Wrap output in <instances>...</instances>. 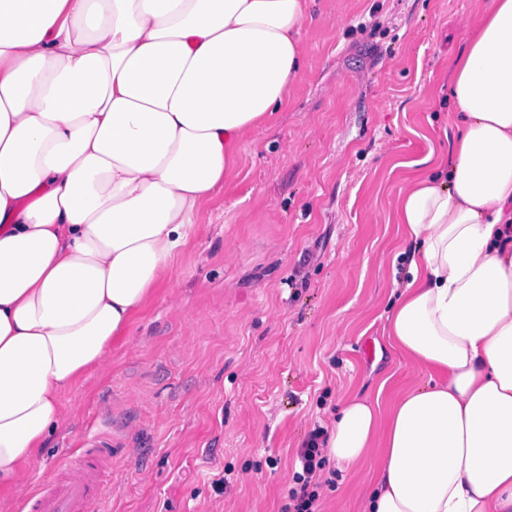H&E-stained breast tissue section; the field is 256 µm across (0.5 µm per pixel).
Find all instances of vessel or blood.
<instances>
[{"label":"vessel or blood","mask_w":512,"mask_h":512,"mask_svg":"<svg viewBox=\"0 0 512 512\" xmlns=\"http://www.w3.org/2000/svg\"><path fill=\"white\" fill-rule=\"evenodd\" d=\"M112 470V440L99 438L92 449L56 468L57 477L37 490L32 512H108L104 481Z\"/></svg>","instance_id":"b4317fda"}]
</instances>
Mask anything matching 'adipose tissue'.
I'll list each match as a JSON object with an SVG mask.
<instances>
[{
	"instance_id": "ef3b65f1",
	"label": "adipose tissue",
	"mask_w": 512,
	"mask_h": 512,
	"mask_svg": "<svg viewBox=\"0 0 512 512\" xmlns=\"http://www.w3.org/2000/svg\"><path fill=\"white\" fill-rule=\"evenodd\" d=\"M311 0H0V512L239 146L305 75ZM446 157L400 189L418 243L387 318L422 375L324 446L365 512H512V0L467 21Z\"/></svg>"
}]
</instances>
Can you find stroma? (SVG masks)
I'll list each match as a JSON object with an SVG mask.
<instances>
[{
    "label": "stroma",
    "mask_w": 512,
    "mask_h": 512,
    "mask_svg": "<svg viewBox=\"0 0 512 512\" xmlns=\"http://www.w3.org/2000/svg\"><path fill=\"white\" fill-rule=\"evenodd\" d=\"M480 6L313 0L303 81L243 140L110 363L63 393L44 478L108 432L111 512H286L298 449L345 398L418 381L385 336L414 248L393 204L448 151L449 64ZM370 467L326 462L319 512H362Z\"/></svg>",
    "instance_id": "obj_1"
}]
</instances>
